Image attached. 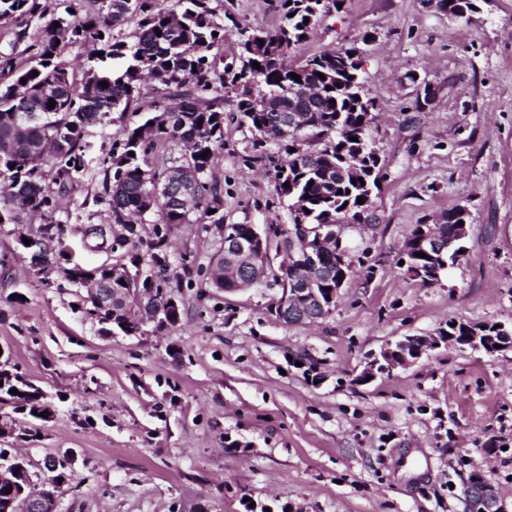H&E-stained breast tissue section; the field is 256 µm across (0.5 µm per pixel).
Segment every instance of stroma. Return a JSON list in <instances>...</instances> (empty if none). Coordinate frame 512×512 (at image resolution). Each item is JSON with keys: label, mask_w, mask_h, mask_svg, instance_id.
Here are the masks:
<instances>
[{"label": "stroma", "mask_w": 512, "mask_h": 512, "mask_svg": "<svg viewBox=\"0 0 512 512\" xmlns=\"http://www.w3.org/2000/svg\"><path fill=\"white\" fill-rule=\"evenodd\" d=\"M275 0H224L233 16L219 51H239L237 24L272 29ZM451 18L428 0H345L292 52L358 48L375 108L369 140L382 169L370 225L346 227L352 257L377 273L351 280L323 320L281 324L277 286L227 293L198 265L219 226L179 225L168 285L172 329L101 335L75 306L73 264L121 253L87 250L82 224L108 226L96 200L108 136L139 120L112 113L91 128L90 172L56 217L66 254L36 274L17 228L0 224V348L53 397L49 421L19 416L35 462L75 450L79 482L63 512H467L460 487L477 472L512 512V351L440 348L360 384L367 362L404 336L448 321L512 326V0H478ZM252 133L224 125L214 170L228 224L290 226L271 172L250 164ZM469 213L467 253L422 283L397 264L415 225Z\"/></svg>", "instance_id": "1"}]
</instances>
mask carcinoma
I'll return each mask as SVG.
<instances>
[{
    "label": "carcinoma",
    "instance_id": "cac0c4a2",
    "mask_svg": "<svg viewBox=\"0 0 512 512\" xmlns=\"http://www.w3.org/2000/svg\"><path fill=\"white\" fill-rule=\"evenodd\" d=\"M211 2L171 0L164 8L160 0H0V32L13 35L9 51L0 52V187L6 189L0 195V221L17 224L22 213L55 215L68 189L88 171L86 128L103 123L112 112L146 110L143 123L125 130L102 157L100 198L112 213V223L126 227L130 235L134 226L146 223V215L158 214L150 269H140L141 236L129 243L94 225L86 231L93 248L123 250L135 268L124 280L109 276L108 266L98 267L101 281L112 289V308L86 306L82 312L106 334L140 333L136 289L155 290L161 302L173 297L162 285L173 227L189 223L196 214L213 224L224 223L223 203L210 172L224 152L223 105L230 94L235 111L253 134L254 157L272 169L277 195L288 200L292 225L315 230L349 212L361 216L372 207L378 158L369 148L368 131L374 104L360 99L364 90L357 71L338 74L335 65L336 56L348 57L356 49H333L303 62H288L293 48L307 39L321 0H278L280 23L273 30L236 26L241 52L230 62L212 53L224 42L229 13H218ZM440 5L455 18L475 11V0H441ZM131 20L136 29L129 40L120 30ZM29 25L35 27L31 36ZM68 45L97 47V53L84 60L79 80L63 59ZM100 52L122 61L106 78V88L99 85ZM293 73L303 80L296 81ZM145 78L157 84L158 93L146 108L140 105V82ZM305 107L310 109L308 127L300 134L284 133L290 110ZM165 143L189 150L172 152L162 165L151 166L149 156ZM271 145L278 152L270 151ZM342 149L350 158L362 152L356 182L336 178ZM204 152L207 156L200 157ZM49 169L54 171L50 181ZM363 179L367 184H361ZM459 222L460 209L444 214L441 237L447 249L424 258L412 246L420 230L415 226L403 244L406 273L419 271L420 281H436L446 265L463 259ZM209 265L223 287L233 288L246 262L224 253L221 240ZM372 269L362 260L339 267L328 258L314 275L325 288L338 276L367 279ZM0 381V402L10 403L13 384L29 379L6 359L0 364ZM72 480V470L65 468L44 476L48 490L61 495L72 488ZM19 495L18 486L0 483V512H17Z\"/></svg>",
    "mask_w": 512,
    "mask_h": 512
}]
</instances>
